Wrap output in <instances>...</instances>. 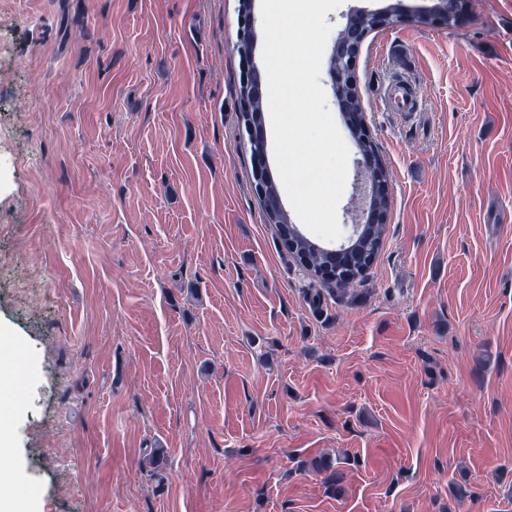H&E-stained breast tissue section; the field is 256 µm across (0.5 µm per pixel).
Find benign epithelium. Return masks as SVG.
Returning a JSON list of instances; mask_svg holds the SVG:
<instances>
[{"mask_svg":"<svg viewBox=\"0 0 512 512\" xmlns=\"http://www.w3.org/2000/svg\"><path fill=\"white\" fill-rule=\"evenodd\" d=\"M432 5L425 9L423 17L438 24H448V20L457 19L463 10L461 0H431ZM241 31L240 43L245 46L242 55L247 65L243 77L246 94L241 100L243 109H249L250 102L263 100L266 77L256 62V15L254 0H242L241 2ZM397 13L398 19L406 16L402 3L396 2L394 7H384L372 11H352L347 16L345 28L350 30V39L346 42L335 41L329 56L328 74L332 90L343 82L348 81L352 86H357V67L361 48L370 32L380 27L391 13ZM336 107L341 112L345 126L357 142L365 143L371 139L370 128L367 124L365 113L360 106H355L349 101L335 100ZM248 139L252 147V162L255 178L258 182L257 191L262 201L264 210L274 217L283 218L288 224L290 219L284 209L279 192L266 191L271 172L267 159V138L265 129L255 130L247 128ZM357 183L356 203L348 210L351 219V233L347 240L332 249L337 254V259L343 263L351 262V257L346 255L352 242L359 236L366 224H383L386 222V213L379 205L378 200L390 196L389 182L382 179L380 169L384 162L379 153H363L356 160Z\"/></svg>","mask_w":512,"mask_h":512,"instance_id":"1","label":"benign epithelium"}]
</instances>
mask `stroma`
Instances as JSON below:
<instances>
[{"label":"stroma","mask_w":512,"mask_h":512,"mask_svg":"<svg viewBox=\"0 0 512 512\" xmlns=\"http://www.w3.org/2000/svg\"><path fill=\"white\" fill-rule=\"evenodd\" d=\"M403 4L358 67L386 237L314 304L256 191L238 0H0V463L20 500L512 512V0L451 26Z\"/></svg>","instance_id":"obj_1"}]
</instances>
